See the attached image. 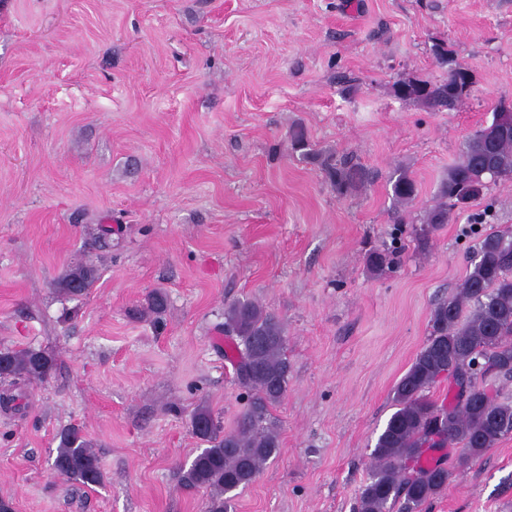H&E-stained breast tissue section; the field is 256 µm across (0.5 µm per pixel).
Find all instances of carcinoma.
I'll return each mask as SVG.
<instances>
[{
    "label": "carcinoma",
    "mask_w": 512,
    "mask_h": 512,
    "mask_svg": "<svg viewBox=\"0 0 512 512\" xmlns=\"http://www.w3.org/2000/svg\"><path fill=\"white\" fill-rule=\"evenodd\" d=\"M446 78L433 82L401 77L393 93L434 112L455 111L468 98L474 74L461 69L453 51L438 41L432 46ZM505 102L493 109L491 123L469 136L458 161L448 167L432 204L423 210L420 244L432 230L450 220L460 199L480 195L488 183L512 180V114L499 119ZM290 149L303 161L318 165L340 196L356 190L362 175L352 159L317 149L303 127L290 133ZM392 199L404 211L417 198L415 181L398 169L391 177ZM402 248L373 250L366 265L381 272L398 264ZM99 278L87 262L70 267L59 288L84 296ZM224 335L232 342L236 382L247 394V407L237 426L224 431L222 421L206 408L191 417L193 434L208 444L183 471L190 492L207 495V512H234L233 492L252 484L264 465L280 451V425L272 409L285 397L290 365L281 320L253 300L224 306ZM481 364L475 372V364ZM56 365L43 350L0 349V380H44ZM512 379V232L483 236L466 275L448 299L430 315V334L394 389L396 411L378 436L371 453V474L356 512H421L448 487L449 471L437 459H424L434 448L458 447L462 460L477 461L512 431V401L499 399L485 385L488 376ZM450 382V400L438 404L426 391L440 379ZM52 469L85 487L102 484L100 457L81 428L59 435Z\"/></svg>",
    "instance_id": "1"
}]
</instances>
